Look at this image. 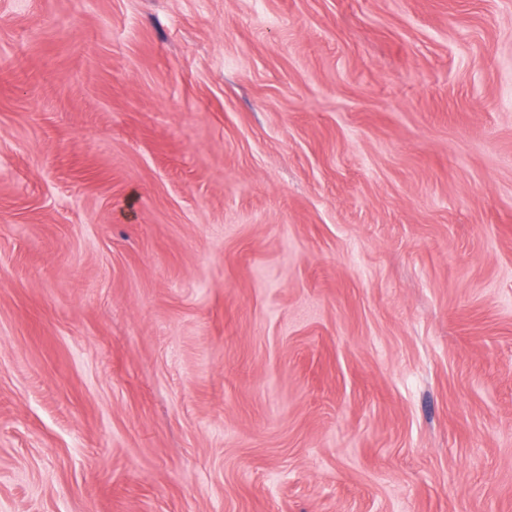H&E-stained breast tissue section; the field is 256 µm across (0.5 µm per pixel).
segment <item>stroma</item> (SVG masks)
<instances>
[{
    "mask_svg": "<svg viewBox=\"0 0 512 512\" xmlns=\"http://www.w3.org/2000/svg\"><path fill=\"white\" fill-rule=\"evenodd\" d=\"M0 512H512V0H0Z\"/></svg>",
    "mask_w": 512,
    "mask_h": 512,
    "instance_id": "1",
    "label": "stroma"
}]
</instances>
